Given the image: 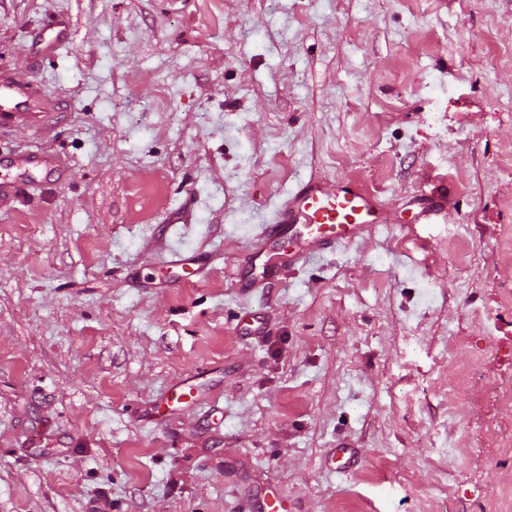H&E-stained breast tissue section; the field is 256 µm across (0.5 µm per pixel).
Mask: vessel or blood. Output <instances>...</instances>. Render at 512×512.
Returning a JSON list of instances; mask_svg holds the SVG:
<instances>
[{"label": "vessel or blood", "mask_w": 512, "mask_h": 512, "mask_svg": "<svg viewBox=\"0 0 512 512\" xmlns=\"http://www.w3.org/2000/svg\"><path fill=\"white\" fill-rule=\"evenodd\" d=\"M70 38L69 23L56 18L37 32L33 47L39 56H50ZM52 108V98L43 87L0 72V132L10 125L44 128ZM8 165L23 174H53L60 169L57 158L33 151L11 157ZM380 219L381 211L374 197L352 181L307 183L289 194L277 208L272 223L265 225L260 238L243 258L237 286L242 292H250L264 279L304 256L355 239ZM355 458V450L340 443L326 462L331 470L345 471Z\"/></svg>", "instance_id": "vessel-or-blood-1"}]
</instances>
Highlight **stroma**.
Segmentation results:
<instances>
[{"label": "stroma", "mask_w": 512, "mask_h": 512, "mask_svg": "<svg viewBox=\"0 0 512 512\" xmlns=\"http://www.w3.org/2000/svg\"><path fill=\"white\" fill-rule=\"evenodd\" d=\"M1 69L63 107L0 159L65 172L0 211V512H512V0H0ZM338 178L384 223L241 293ZM70 38L69 23L63 18H55L37 32L33 47L39 56H50L55 54ZM6 162L7 166L15 168L21 174L44 171L48 175L60 171L57 158L39 152L31 151L29 153L17 154ZM356 451L345 443H339L327 456L326 463L333 471H346L354 463Z\"/></svg>", "instance_id": "35a3bbf8"}]
</instances>
